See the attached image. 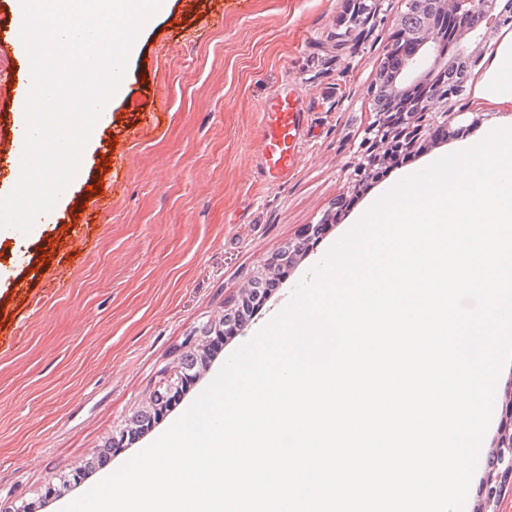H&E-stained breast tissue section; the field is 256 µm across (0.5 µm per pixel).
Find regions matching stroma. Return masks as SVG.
<instances>
[{
  "mask_svg": "<svg viewBox=\"0 0 512 512\" xmlns=\"http://www.w3.org/2000/svg\"><path fill=\"white\" fill-rule=\"evenodd\" d=\"M170 0L168 11L138 34L122 77L112 122L82 156L83 175L46 229L55 242L17 247L0 238V502L56 493L46 512H61L153 443L181 416L225 360L286 303L293 287L386 190L461 150L467 136L445 134L383 180L352 177L372 120L366 88L375 77L403 0H386L384 19L364 44L342 39L346 0ZM474 70L459 107L482 112L483 128L512 123V102L484 96ZM301 97L308 132L299 162L277 180L257 175L262 106L280 93ZM157 126L130 150L122 184L84 225L88 244L72 256L75 198L105 176L113 140L138 125L132 101ZM335 212L310 251L298 254L271 298L198 377L173 410L96 470L82 489L61 475L84 471L111 444L121 423L148 409L176 379L185 341L196 327L236 308L268 258L297 241L304 225ZM512 436V362L497 382L494 415L479 456ZM491 475L474 473L467 507L512 512V477L488 499Z\"/></svg>",
  "mask_w": 512,
  "mask_h": 512,
  "instance_id": "obj_1",
  "label": "stroma"
}]
</instances>
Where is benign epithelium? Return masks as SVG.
Returning a JSON list of instances; mask_svg holds the SVG:
<instances>
[{"label":"benign epithelium","mask_w":512,"mask_h":512,"mask_svg":"<svg viewBox=\"0 0 512 512\" xmlns=\"http://www.w3.org/2000/svg\"><path fill=\"white\" fill-rule=\"evenodd\" d=\"M346 18L345 34L353 45L373 31L384 0H356ZM405 15L421 18L408 30L397 20L388 37L375 80L367 89L373 120L364 131L361 158L354 176L362 178L372 167L401 152L425 146L437 129L461 113L452 101L467 91V83L494 39L504 27L512 29V0H406ZM332 215L304 227L297 245L272 257L269 266L298 252H307L325 233ZM184 375L154 394L153 410L165 408L181 392Z\"/></svg>","instance_id":"7a95c632"}]
</instances>
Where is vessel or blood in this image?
Wrapping results in <instances>:
<instances>
[{
	"instance_id": "b4317fda",
	"label": "vessel or blood",
	"mask_w": 512,
	"mask_h": 512,
	"mask_svg": "<svg viewBox=\"0 0 512 512\" xmlns=\"http://www.w3.org/2000/svg\"><path fill=\"white\" fill-rule=\"evenodd\" d=\"M16 99L17 94L12 90L0 97V127L12 137L18 131ZM263 110L267 114V123L262 137L260 165L264 175L276 178L297 164L308 115L302 111L299 101L290 100L286 95L267 100Z\"/></svg>"
}]
</instances>
